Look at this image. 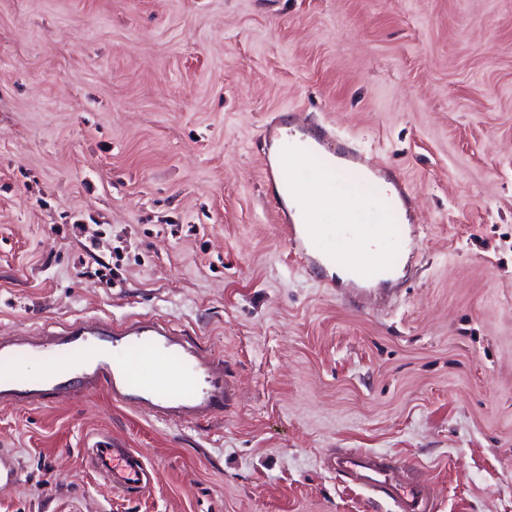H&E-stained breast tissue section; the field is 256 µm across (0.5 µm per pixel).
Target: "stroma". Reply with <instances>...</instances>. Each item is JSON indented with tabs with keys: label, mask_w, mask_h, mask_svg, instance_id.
Segmentation results:
<instances>
[{
	"label": "stroma",
	"mask_w": 512,
	"mask_h": 512,
	"mask_svg": "<svg viewBox=\"0 0 512 512\" xmlns=\"http://www.w3.org/2000/svg\"><path fill=\"white\" fill-rule=\"evenodd\" d=\"M288 116L410 185L394 290L296 261L258 149ZM145 313L224 356L229 413L0 408V512H392L342 448L512 512V0H0V336ZM91 466L113 488L137 490L147 481V471L140 456L129 448H113L106 441H97L90 449Z\"/></svg>",
	"instance_id": "obj_1"
}]
</instances>
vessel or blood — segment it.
Returning a JSON list of instances; mask_svg holds the SVG:
<instances>
[{"label":"vessel or blood","mask_w":512,"mask_h":512,"mask_svg":"<svg viewBox=\"0 0 512 512\" xmlns=\"http://www.w3.org/2000/svg\"><path fill=\"white\" fill-rule=\"evenodd\" d=\"M299 141L310 154L340 157L348 167L363 166L362 153L324 126L302 128ZM286 236L300 262L318 269L331 258L312 251L306 225L288 207L287 178L265 168ZM44 363L43 371L23 370L24 361ZM105 389L113 401L148 412L157 422L174 426L213 423L232 407L236 389L223 356L205 351L185 330L166 321L136 314L119 322L48 323L35 336H0V406H40L62 402L76 390ZM92 467L113 487L132 491L147 480L140 456L128 448L95 442ZM336 473L372 495L393 501L398 512H431L426 489L391 458L360 448L342 449L332 459Z\"/></svg>","instance_id":"vessel-or-blood-1"}]
</instances>
